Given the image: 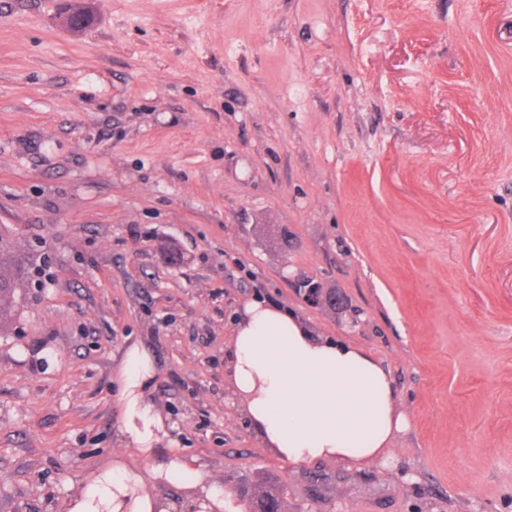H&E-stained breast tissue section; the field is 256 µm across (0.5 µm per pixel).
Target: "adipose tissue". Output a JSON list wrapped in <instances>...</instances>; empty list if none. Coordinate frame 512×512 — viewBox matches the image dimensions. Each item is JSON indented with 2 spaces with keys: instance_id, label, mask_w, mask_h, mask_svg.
<instances>
[{
  "instance_id": "ef3b65f1",
  "label": "adipose tissue",
  "mask_w": 512,
  "mask_h": 512,
  "mask_svg": "<svg viewBox=\"0 0 512 512\" xmlns=\"http://www.w3.org/2000/svg\"><path fill=\"white\" fill-rule=\"evenodd\" d=\"M224 357L225 387L255 436L288 464L320 459L367 464L387 454L407 427L389 370L365 350L317 334L284 306L246 302ZM154 378L149 353L130 347L121 433L145 457L165 431L149 397ZM150 477L184 479V501L194 512L225 504L220 484L191 473L188 461L173 453L146 476L115 463L84 484L68 512H178L176 503L148 491Z\"/></svg>"
}]
</instances>
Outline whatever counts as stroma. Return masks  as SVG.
Instances as JSON below:
<instances>
[{
	"label": "stroma",
	"mask_w": 512,
	"mask_h": 512,
	"mask_svg": "<svg viewBox=\"0 0 512 512\" xmlns=\"http://www.w3.org/2000/svg\"><path fill=\"white\" fill-rule=\"evenodd\" d=\"M0 0V512L171 450L287 512H512V0ZM359 318L301 298L295 276ZM388 368V463L295 467L224 387L254 298ZM168 427L128 447L123 362ZM249 500L250 512H256L252 509L255 508L257 502L261 505L268 506L274 508L276 510L270 512H284L282 510V500H281V492L274 486H261L257 492L250 493V490L246 493Z\"/></svg>",
	"instance_id": "stroma-1"
}]
</instances>
